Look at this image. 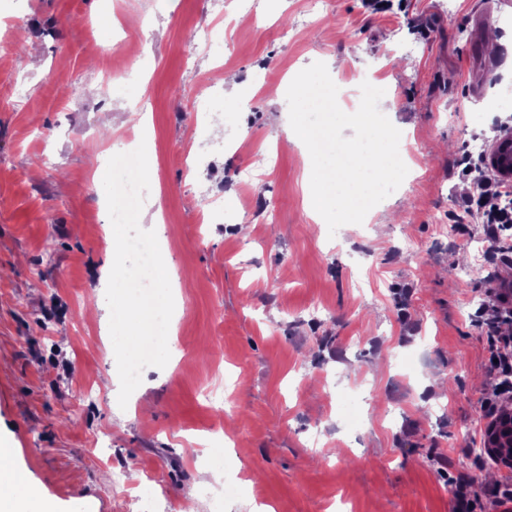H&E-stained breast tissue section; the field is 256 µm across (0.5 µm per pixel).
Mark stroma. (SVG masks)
Wrapping results in <instances>:
<instances>
[{"label": "stroma", "mask_w": 512, "mask_h": 512, "mask_svg": "<svg viewBox=\"0 0 512 512\" xmlns=\"http://www.w3.org/2000/svg\"><path fill=\"white\" fill-rule=\"evenodd\" d=\"M509 19L498 0H325L313 17L308 0L251 14L231 0H0L9 468L54 512H181L191 495L211 512L201 489L240 473L223 512H453L461 475L470 512H505L488 490L506 472L479 448L500 378L490 338L512 322L471 316L512 269L474 255L482 234L460 204L469 139L512 122L498 93L512 86ZM117 53L131 78L100 83ZM336 58L339 107L356 108L362 83L384 89L410 172L332 236L288 104L266 90ZM74 84L81 98L65 96ZM143 97L144 124L129 107ZM137 123L151 181L139 224L160 219L176 334L122 408L109 327L88 311L115 239L87 158ZM190 149L200 172L179 162Z\"/></svg>", "instance_id": "stroma-1"}]
</instances>
